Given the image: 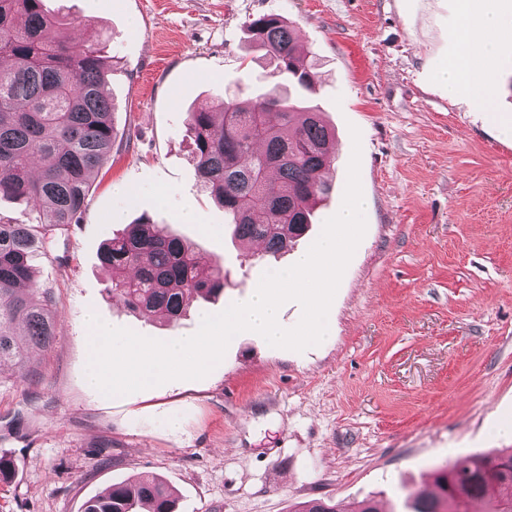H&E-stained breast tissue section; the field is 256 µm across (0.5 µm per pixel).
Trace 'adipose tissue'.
<instances>
[{"label": "adipose tissue", "mask_w": 512, "mask_h": 512, "mask_svg": "<svg viewBox=\"0 0 512 512\" xmlns=\"http://www.w3.org/2000/svg\"><path fill=\"white\" fill-rule=\"evenodd\" d=\"M453 37L458 52L452 64L437 73V80L447 88L449 97L470 99L482 111L494 114L495 86L487 65L493 61L501 39L512 38V10H488L479 0H461Z\"/></svg>", "instance_id": "1"}]
</instances>
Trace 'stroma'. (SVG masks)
Segmentation results:
<instances>
[{
	"label": "stroma",
	"instance_id": "35a3bbf8",
	"mask_svg": "<svg viewBox=\"0 0 512 512\" xmlns=\"http://www.w3.org/2000/svg\"><path fill=\"white\" fill-rule=\"evenodd\" d=\"M89 25L112 62L116 136L91 177L81 223L35 257L57 333L22 365L0 366V512H80L112 484L153 474L179 512H293L310 499L355 512L397 506L457 458L512 448V141L434 73L457 53L459 0H44ZM292 21L316 106L336 132L330 196L310 230L270 254L234 240L203 186L186 127L226 92L274 88L275 63L246 24ZM361 131L366 233L329 310L328 339L304 352L243 332L205 378L108 398L87 388L85 320L158 340L189 336L203 311L247 300L263 272L293 265L342 204ZM192 210L196 218L181 217ZM193 240L224 269V294L175 323L109 292L103 241L140 216Z\"/></svg>",
	"mask_w": 512,
	"mask_h": 512
}]
</instances>
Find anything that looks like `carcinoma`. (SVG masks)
<instances>
[{
  "mask_svg": "<svg viewBox=\"0 0 512 512\" xmlns=\"http://www.w3.org/2000/svg\"><path fill=\"white\" fill-rule=\"evenodd\" d=\"M247 28L277 74L315 87L291 22L263 14ZM107 66L100 45L75 36L43 0H0V199L39 204L33 219L0 215V364L25 362L31 348H46L55 336L51 291L39 303L33 298L32 260L52 254L58 231L81 222L91 175L112 156ZM187 131L203 186L236 238L260 240L275 253L308 231L330 192L323 171L334 162L333 134L318 109L287 104L274 88L245 100L237 93L221 112L189 113ZM100 261L123 272L109 292L128 309L170 322L190 301L224 293V273L207 272L192 241L149 218L108 239ZM505 487L512 488V448L460 457L434 473L433 485L405 489L401 512H470L475 500L484 512H512ZM82 512H176V500L159 478L141 475L88 499Z\"/></svg>",
  "mask_w": 512,
  "mask_h": 512,
  "instance_id": "1",
  "label": "carcinoma"
}]
</instances>
